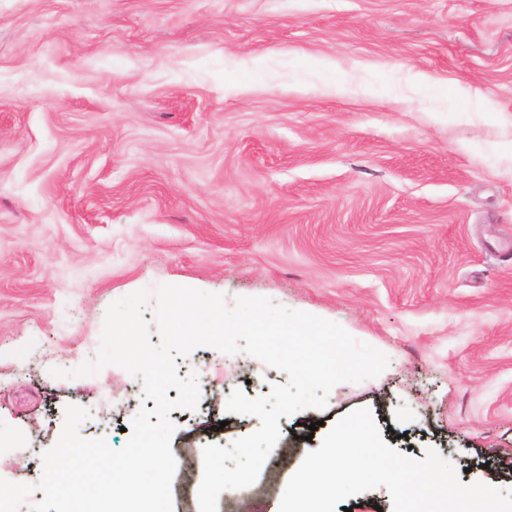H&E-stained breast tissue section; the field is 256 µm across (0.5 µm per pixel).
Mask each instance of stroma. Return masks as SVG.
Wrapping results in <instances>:
<instances>
[{"instance_id": "stroma-1", "label": "stroma", "mask_w": 512, "mask_h": 512, "mask_svg": "<svg viewBox=\"0 0 512 512\" xmlns=\"http://www.w3.org/2000/svg\"><path fill=\"white\" fill-rule=\"evenodd\" d=\"M162 284L265 297L389 358L280 417L217 512H279L359 408L405 456L512 492V0H0V479L32 486L18 512L44 497L67 406L122 402L79 426L114 450L154 408L119 366L68 372L96 359L111 303ZM175 369L200 385L169 414L177 457L256 431L225 400L288 381L206 345Z\"/></svg>"}]
</instances>
